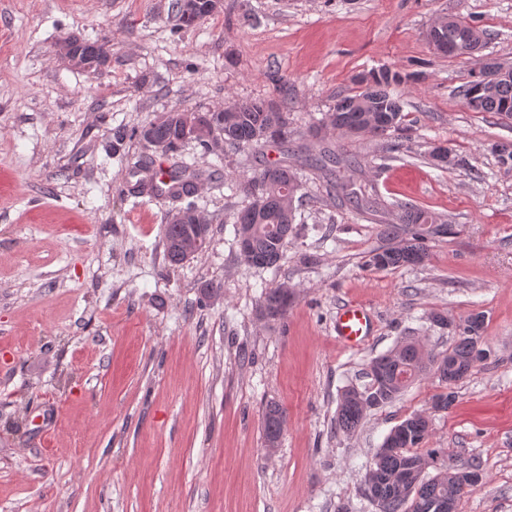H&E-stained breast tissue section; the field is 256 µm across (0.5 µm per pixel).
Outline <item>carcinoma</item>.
Masks as SVG:
<instances>
[{"label":"carcinoma","instance_id":"1","mask_svg":"<svg viewBox=\"0 0 512 512\" xmlns=\"http://www.w3.org/2000/svg\"><path fill=\"white\" fill-rule=\"evenodd\" d=\"M457 20L450 17L441 22L433 50L448 54V39L454 38ZM78 48L94 67L101 55L111 53L104 43L78 42ZM364 92L344 97L332 110L324 114L332 130L350 136H382L400 130L402 103L393 95L391 86L400 82V75L387 69L374 70L366 78ZM465 103L478 112L512 114V76L496 82L492 90L481 87L479 79L467 82L459 89ZM216 131L224 134V145L241 150L269 141L277 136V143L288 148L293 145L294 129L288 99L279 102L255 100L238 109L213 112ZM131 136L154 150L168 156L183 145L177 122L154 121L129 133L117 131L115 140ZM163 179L155 181L148 176L135 182L129 194H149L184 200L194 196L203 173L175 160L161 171ZM230 186L252 199L250 205L238 212L234 224L243 260L258 268L278 265L284 256L288 237L295 223L296 203L302 200V182L293 169L283 162L263 165L243 184ZM396 223L380 225V234L386 244L373 251L367 266L388 270L416 266L426 258L425 240L430 236H445L451 225L438 221L428 210L409 203L396 204ZM208 224H166L164 240L167 259L180 264L174 251L175 242L198 232L210 239ZM293 295L286 287L264 293L259 304L269 319L280 320L288 312L285 295ZM484 316L472 314L454 328L455 345L446 353L427 351L416 341L403 340L388 353L370 362L366 377L369 382L361 387L351 385L342 394L336 411V430L353 434L361 426L368 412L395 401L419 376L432 371L442 382H459L466 378L475 363L486 359L489 351L481 347ZM286 421V413L276 403L266 405L263 413V438L266 446L279 445ZM430 431L429 419L415 413L396 425L385 438L374 456L366 475L365 491L376 503L379 512H456V504L467 488L482 479L479 469L457 465L453 458L433 476L426 475L431 457L412 452L426 440Z\"/></svg>","mask_w":512,"mask_h":512}]
</instances>
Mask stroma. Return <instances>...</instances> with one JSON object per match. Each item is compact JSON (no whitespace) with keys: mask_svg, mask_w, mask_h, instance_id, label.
I'll list each match as a JSON object with an SVG mask.
<instances>
[{"mask_svg":"<svg viewBox=\"0 0 512 512\" xmlns=\"http://www.w3.org/2000/svg\"><path fill=\"white\" fill-rule=\"evenodd\" d=\"M173 0H0V512H378L364 493L373 456L406 417L429 415L426 447L479 462L483 478L457 512H512V169L493 144L512 142V117L477 112L458 95L478 58L435 53L426 31L449 16L476 19L482 55L512 63V0H224L179 29ZM112 48L102 69L73 67L67 39ZM387 68L408 130L307 136L358 78ZM287 100L305 148L266 144L264 156L303 174L305 197L278 266L238 251L233 216L250 203L223 175L250 179L245 152L194 143L180 155L215 170L194 202L211 224L205 250L165 254L176 201L127 194L139 163L169 160L112 134L174 110L228 101ZM444 145L466 167L434 166ZM354 183L370 210L330 194ZM405 201L453 224L427 243L422 265L367 268L390 205ZM219 295L203 294L208 284ZM292 287L287 316L265 321L269 289ZM365 303L375 331L336 339L345 302ZM485 316L489 357L463 381L416 379L337 432L343 390L403 336L442 353L456 336L432 321ZM455 393L445 411L431 399ZM286 412L267 453L266 403Z\"/></svg>","mask_w":512,"mask_h":512,"instance_id":"1","label":"stroma"}]
</instances>
